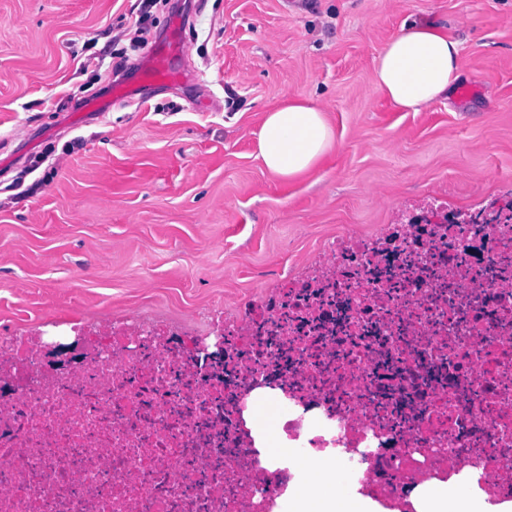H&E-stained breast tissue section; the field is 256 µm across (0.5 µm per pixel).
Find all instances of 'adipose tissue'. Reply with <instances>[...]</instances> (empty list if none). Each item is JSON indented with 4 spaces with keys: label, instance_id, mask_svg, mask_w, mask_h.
<instances>
[{
    "label": "adipose tissue",
    "instance_id": "obj_1",
    "mask_svg": "<svg viewBox=\"0 0 512 512\" xmlns=\"http://www.w3.org/2000/svg\"><path fill=\"white\" fill-rule=\"evenodd\" d=\"M460 44L441 27L414 23L403 27L374 61L376 89L399 110L416 112L451 95L462 72ZM333 139L323 108L308 98H291L267 112L259 138V156L272 174L292 178L313 169ZM313 482L288 500V512H376L369 499L349 496L344 474L321 460ZM418 512H488L487 504L461 486L441 485L420 493Z\"/></svg>",
    "mask_w": 512,
    "mask_h": 512
}]
</instances>
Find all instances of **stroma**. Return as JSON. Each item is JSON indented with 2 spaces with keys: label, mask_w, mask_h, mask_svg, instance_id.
Wrapping results in <instances>:
<instances>
[{
  "label": "stroma",
  "mask_w": 512,
  "mask_h": 512,
  "mask_svg": "<svg viewBox=\"0 0 512 512\" xmlns=\"http://www.w3.org/2000/svg\"><path fill=\"white\" fill-rule=\"evenodd\" d=\"M177 18L192 80L84 111ZM415 21L459 40L470 93L401 112L372 72ZM290 97L334 139L288 179L257 139ZM509 194L512 0H0V333L201 326L337 237Z\"/></svg>",
  "instance_id": "stroma-1"
}]
</instances>
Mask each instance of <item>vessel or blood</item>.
Here are the masks:
<instances>
[{"mask_svg":"<svg viewBox=\"0 0 512 512\" xmlns=\"http://www.w3.org/2000/svg\"><path fill=\"white\" fill-rule=\"evenodd\" d=\"M184 51L183 45L169 39L156 43L138 65L137 83L118 82L113 84V100H131L140 94L143 87L152 84L175 83L183 79L184 72L178 61Z\"/></svg>","mask_w":512,"mask_h":512,"instance_id":"vessel-or-blood-1","label":"vessel or blood"}]
</instances>
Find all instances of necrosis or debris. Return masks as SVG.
<instances>
[{
	"label": "necrosis or debris",
	"instance_id": "obj_1",
	"mask_svg": "<svg viewBox=\"0 0 512 512\" xmlns=\"http://www.w3.org/2000/svg\"><path fill=\"white\" fill-rule=\"evenodd\" d=\"M506 207L330 242L206 328L70 323L0 334V512H283L325 457L385 512L426 484L512 500V221ZM278 408L282 451L252 423Z\"/></svg>",
	"mask_w": 512,
	"mask_h": 512
}]
</instances>
